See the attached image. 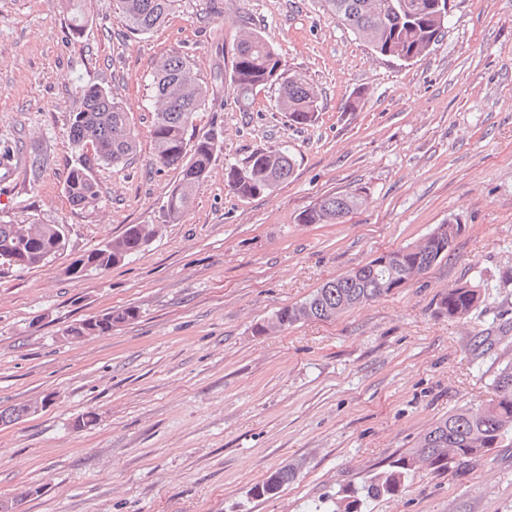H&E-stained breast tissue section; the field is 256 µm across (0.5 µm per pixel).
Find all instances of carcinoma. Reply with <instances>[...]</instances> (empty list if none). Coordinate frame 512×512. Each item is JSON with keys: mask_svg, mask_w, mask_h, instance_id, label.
I'll use <instances>...</instances> for the list:
<instances>
[{"mask_svg": "<svg viewBox=\"0 0 512 512\" xmlns=\"http://www.w3.org/2000/svg\"><path fill=\"white\" fill-rule=\"evenodd\" d=\"M69 27L74 34L88 22L89 0H65ZM119 18L133 35L141 36L159 28L176 9L179 0H117ZM323 11L353 34L361 37L381 56L397 53L414 61L424 56L444 35L448 13L435 8V0H319ZM278 86L276 107L288 114L294 125H309L315 119L317 93L305 77L286 69L277 51L259 34H243L236 45L230 74V88L237 101L249 108L257 90ZM154 110L150 136L154 159L162 167L178 171L160 216L161 223L174 224L192 208L196 192L207 178L220 150L218 135L195 132V117L209 95L199 82L190 61L179 52L160 58L153 76ZM81 106L72 113V144L79 161L65 179V192L72 206L99 208L104 200L94 177L102 163L120 165L137 151V134L129 122L128 110L102 87L87 86L80 91ZM295 160L288 146L256 149L239 168L228 172V186L243 198L273 191L290 178ZM364 198L354 189L327 194L300 216L304 224H334L361 207ZM156 224H131L105 245L83 255L66 268V274L82 276L109 268L145 250L156 235ZM458 222L438 224L420 242L388 252L387 262L370 261L349 273L329 280L299 304L279 309L256 328L259 335L285 330L303 320L331 321L343 313L389 296L393 286L403 285L423 274L440 258L462 232ZM66 237L60 224H29L0 221V265L24 270L41 264L47 256L64 250ZM22 251L28 260L16 264L13 253ZM480 299V289L462 285L441 293L437 313L452 320L469 317ZM137 310L127 307L67 327L77 338L88 331L98 335L136 318ZM32 403L0 410V425L28 415ZM512 431V363L497 374L493 396L487 403L467 406L448 413L433 424L413 450L395 459L389 469L367 478L361 495H345L332 512H361L362 499L399 494L406 481L421 470L439 472L454 462H477L489 450L503 446ZM296 468L283 467L252 486L254 498L275 494L294 479Z\"/></svg>", "mask_w": 512, "mask_h": 512, "instance_id": "cac0c4a2", "label": "carcinoma"}]
</instances>
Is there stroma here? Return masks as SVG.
<instances>
[{
  "label": "stroma",
  "mask_w": 512,
  "mask_h": 512,
  "mask_svg": "<svg viewBox=\"0 0 512 512\" xmlns=\"http://www.w3.org/2000/svg\"><path fill=\"white\" fill-rule=\"evenodd\" d=\"M261 33L318 92L316 121L290 124L276 88L242 110L229 72L242 28ZM179 51L209 97L195 120L222 149L188 213L145 251L75 278L71 262L157 219L175 170L149 134L158 58ZM111 92L138 132L127 164L95 167L106 198L74 208L70 116L82 87ZM288 146L274 192L241 198L230 167ZM0 221L66 227L46 265L0 269V410L47 399L0 426V502L19 512H330L344 490L415 447L448 412L492 396L512 351V0H451L429 53L375 54L316 0H180L137 38L115 0H91L72 35L60 0H0ZM38 174H31L32 163ZM357 189L337 224L299 215ZM458 221L447 255L387 297L336 320L255 328L279 308L383 252ZM469 284L484 302L455 321L440 293ZM135 307L112 332L66 341L68 325ZM92 424L75 428L81 414ZM293 466L272 496L251 487ZM361 512H512V446L424 473Z\"/></svg>",
  "instance_id": "1"
}]
</instances>
